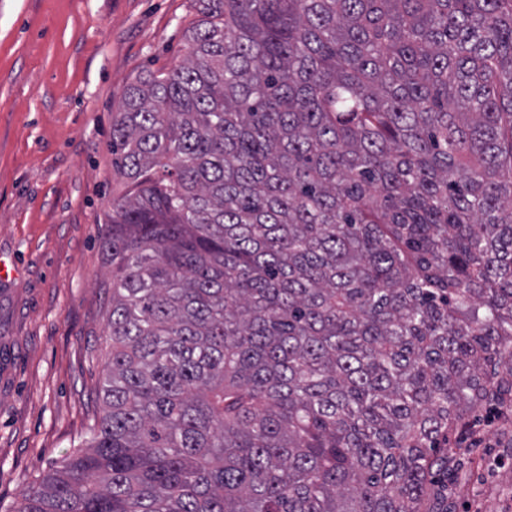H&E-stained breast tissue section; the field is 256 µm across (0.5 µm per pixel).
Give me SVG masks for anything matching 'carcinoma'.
<instances>
[{
	"label": "carcinoma",
	"instance_id": "1",
	"mask_svg": "<svg viewBox=\"0 0 512 512\" xmlns=\"http://www.w3.org/2000/svg\"><path fill=\"white\" fill-rule=\"evenodd\" d=\"M130 84L84 448L15 512H452L512 412V0H198Z\"/></svg>",
	"mask_w": 512,
	"mask_h": 512
}]
</instances>
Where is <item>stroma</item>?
Returning a JSON list of instances; mask_svg holds the SVG:
<instances>
[{
    "label": "stroma",
    "mask_w": 512,
    "mask_h": 512,
    "mask_svg": "<svg viewBox=\"0 0 512 512\" xmlns=\"http://www.w3.org/2000/svg\"><path fill=\"white\" fill-rule=\"evenodd\" d=\"M197 0H0V512L77 451L110 351L103 218L128 184L112 116L179 64ZM454 512H512L507 432L484 428Z\"/></svg>",
    "instance_id": "stroma-1"
}]
</instances>
